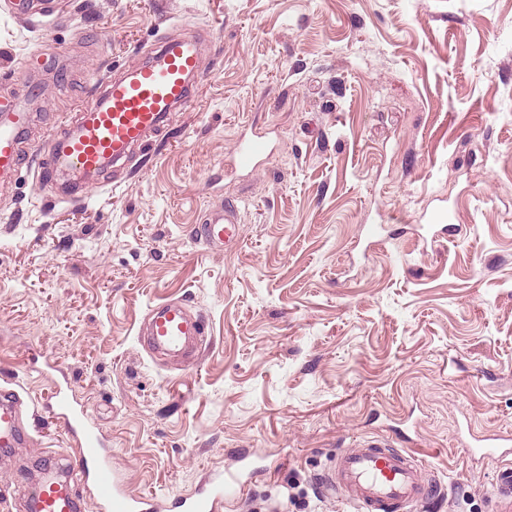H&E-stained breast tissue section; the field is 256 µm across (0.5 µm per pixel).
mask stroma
I'll return each mask as SVG.
<instances>
[{
	"instance_id": "obj_1",
	"label": "stroma",
	"mask_w": 512,
	"mask_h": 512,
	"mask_svg": "<svg viewBox=\"0 0 512 512\" xmlns=\"http://www.w3.org/2000/svg\"><path fill=\"white\" fill-rule=\"evenodd\" d=\"M167 37L204 67L131 171L72 200L0 177V381L31 433L0 512L69 451L43 410L62 374L159 512L244 457L229 512H355L321 478L368 438L430 461L446 494L423 512H493L508 460L468 446L512 437V0H59L43 24L0 0L24 155ZM228 202L241 239L209 248L193 228ZM177 298L207 322L194 364L138 337Z\"/></svg>"
}]
</instances>
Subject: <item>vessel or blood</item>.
Segmentation results:
<instances>
[{
    "label": "vessel or blood",
    "instance_id": "obj_1",
    "mask_svg": "<svg viewBox=\"0 0 512 512\" xmlns=\"http://www.w3.org/2000/svg\"><path fill=\"white\" fill-rule=\"evenodd\" d=\"M202 57L197 41L171 38L146 60L130 65L109 80L100 95L83 106L75 130L55 141L38 165L42 181L77 187L97 183L108 170L127 165L133 148L153 144L172 112L192 95V77L200 74ZM25 109L0 113V173L18 174L20 138L28 124ZM208 247L220 249L241 236L238 208L233 204L207 212L193 229ZM202 316L190 315L183 302L165 301L145 314L143 345L150 352L195 360L202 335ZM15 390L0 388V447L12 448L29 437L19 413ZM72 442L68 455L70 478L83 482L94 512H156L154 496L130 494L96 430L64 390H55L46 403ZM429 465L411 454L387 448L376 440L339 452L329 467L325 488L352 504L356 512H417L440 498V483L427 478ZM70 479L43 477L32 500V512H77L78 498ZM501 491L495 512H512V467L498 475ZM248 481L242 470L208 473L201 487L174 500L176 512H217L225 501H237Z\"/></svg>",
    "mask_w": 512,
    "mask_h": 512
}]
</instances>
